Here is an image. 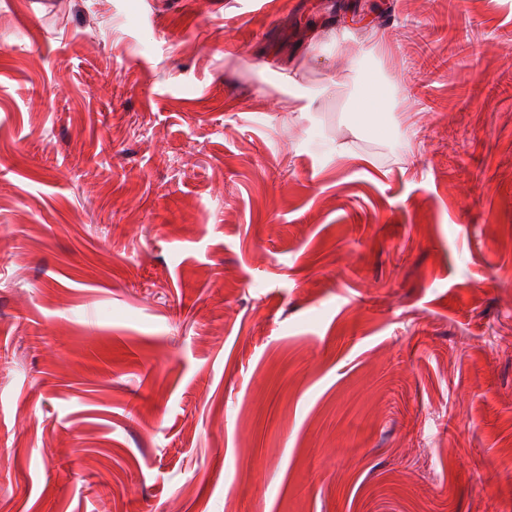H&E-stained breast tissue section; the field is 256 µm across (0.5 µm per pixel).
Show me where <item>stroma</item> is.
I'll use <instances>...</instances> for the list:
<instances>
[{
	"mask_svg": "<svg viewBox=\"0 0 512 512\" xmlns=\"http://www.w3.org/2000/svg\"><path fill=\"white\" fill-rule=\"evenodd\" d=\"M0 506L512 512V0H0ZM351 126L370 132L383 133V112H394L396 91L393 87L382 83L375 75L368 74L363 78L360 88L349 94ZM288 83L291 87L289 91L290 100L288 107L290 112H317L320 107L318 100L320 92L300 85L296 79L289 78Z\"/></svg>",
	"mask_w": 512,
	"mask_h": 512,
	"instance_id": "obj_1",
	"label": "stroma"
}]
</instances>
